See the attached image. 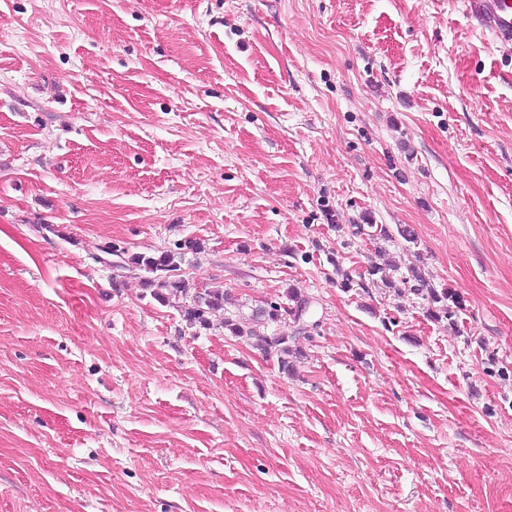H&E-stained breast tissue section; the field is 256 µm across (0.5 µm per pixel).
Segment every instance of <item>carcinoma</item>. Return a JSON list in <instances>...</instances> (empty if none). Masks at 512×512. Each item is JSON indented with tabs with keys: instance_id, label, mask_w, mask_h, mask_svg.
Returning <instances> with one entry per match:
<instances>
[{
	"instance_id": "carcinoma-1",
	"label": "carcinoma",
	"mask_w": 512,
	"mask_h": 512,
	"mask_svg": "<svg viewBox=\"0 0 512 512\" xmlns=\"http://www.w3.org/2000/svg\"><path fill=\"white\" fill-rule=\"evenodd\" d=\"M372 239H390L392 234L383 224L352 225V234L365 233V229ZM201 249L198 242L186 240L177 245V251H166L159 255L137 254L128 257V262L139 267L146 274L144 285L152 289V296L162 304L186 292L184 281L179 279L178 271L186 254L196 253ZM368 275L372 283L380 284L386 288H396L395 280L387 268L375 262L369 265ZM408 279L417 283L414 293L422 296L430 304L428 315L437 320L441 317L452 318L451 307L448 302L458 303L456 295L448 289L437 290L431 287L423 277L420 268L413 266L409 269ZM224 291L218 289H205L189 297V302L179 305L180 312L186 324L192 328L206 329L210 325V315L224 308ZM309 305L308 299L303 297L295 288H290L282 301L269 302L252 311L251 321L261 326L276 324L288 318L295 322L301 320L303 311ZM262 349L265 353L275 355L279 370L285 374L293 371L294 360L303 356V352L293 345V340L286 336L271 334L261 338Z\"/></svg>"
}]
</instances>
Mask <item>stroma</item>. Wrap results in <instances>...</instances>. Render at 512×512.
<instances>
[{
	"label": "stroma",
	"instance_id": "obj_1",
	"mask_svg": "<svg viewBox=\"0 0 512 512\" xmlns=\"http://www.w3.org/2000/svg\"><path fill=\"white\" fill-rule=\"evenodd\" d=\"M187 239L198 331L102 261ZM290 288L288 376L224 319ZM0 512H512V45L466 0H0ZM403 279H405V282L414 280L417 283V288H411V290H413L417 295H421L424 300L429 302L430 306L427 308V312L431 318L434 320H439V318H442L443 316L446 319L452 318L453 314L451 307L448 306L447 302L451 301L454 304H458V300L454 293L445 288L439 292L436 288L431 287L423 277L418 266L411 267L409 269L408 277L405 276ZM436 304H438V306H436ZM224 301V290L205 289L203 292H195L187 304L181 302L177 307L188 326L206 329L210 325V315L223 309Z\"/></svg>",
	"mask_w": 512,
	"mask_h": 512
}]
</instances>
